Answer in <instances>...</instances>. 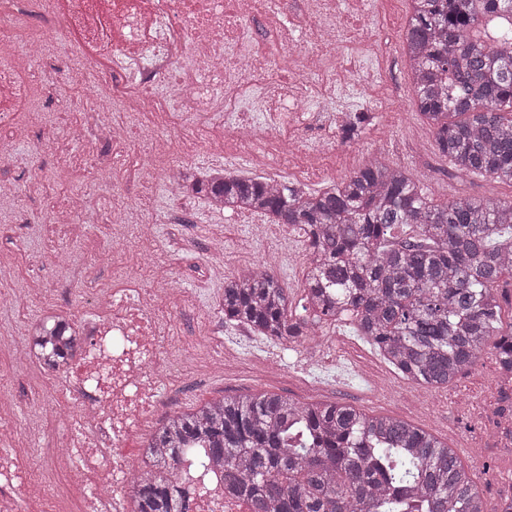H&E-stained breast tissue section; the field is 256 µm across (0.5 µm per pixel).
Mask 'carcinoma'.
<instances>
[{"label":"carcinoma","instance_id":"cac0c4a2","mask_svg":"<svg viewBox=\"0 0 512 512\" xmlns=\"http://www.w3.org/2000/svg\"><path fill=\"white\" fill-rule=\"evenodd\" d=\"M404 53L419 113L450 167L512 185V0H408ZM193 192L300 227L308 257L301 311L275 274L224 280V322L291 341L349 317L403 378L444 387L495 340L512 379V322L498 283L512 275V199L463 195L439 206L410 170L375 156L325 190L300 193L209 172ZM397 227L412 235L398 238ZM46 365L70 364L81 336L47 321ZM134 512H187L171 467L196 449L254 512H487L447 443L391 416L277 394L234 395L170 416L148 441Z\"/></svg>","mask_w":512,"mask_h":512}]
</instances>
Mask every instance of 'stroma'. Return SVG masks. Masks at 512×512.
<instances>
[{
  "instance_id": "obj_1",
  "label": "stroma",
  "mask_w": 512,
  "mask_h": 512,
  "mask_svg": "<svg viewBox=\"0 0 512 512\" xmlns=\"http://www.w3.org/2000/svg\"><path fill=\"white\" fill-rule=\"evenodd\" d=\"M69 59L70 71L42 92L39 111L19 113V121L30 133L17 140L9 159L0 162V178L22 188L14 205L0 212V290L28 288L41 295L39 302L25 305L18 313H0V386L6 391L0 402V416L14 425L13 432L0 436V448L28 447L32 433L40 434L39 445L44 448L47 435L57 430L35 411L51 393L53 374L32 362L17 363L12 346L25 338V322L35 323L59 311L65 312L69 320H78L92 310V290L112 286L111 269L88 271L78 281L73 272L81 268L87 254L111 245L112 227L102 217L112 209L113 189L131 179L138 164V146L134 143L116 151L108 143L95 141L98 154L117 157L110 173L98 172L86 164L85 151L79 146L62 151L42 144L43 118H52L60 128L84 121L93 97L74 73L84 60L78 46H71ZM359 109L367 113V121L358 124L352 135L341 131L336 134L337 148L351 151L357 165L379 154L418 175L424 174L426 167L436 168L437 177L428 186L432 201L439 205L461 194L496 201L512 198L510 185L455 173L438 152L427 124H419L418 136L412 137L406 133L402 119L389 118L365 101ZM36 151L41 154V167L35 172L27 159ZM75 187L82 189L89 201L88 219L63 238L54 225L41 223L40 218ZM169 205L164 189H157L151 211L159 221L157 256L171 264L187 296H205L210 303L221 304L225 273L251 263L245 252L246 223L230 214L216 219L205 200L199 198L189 208L192 223L173 226L161 221ZM210 253L223 254L222 267L211 269L205 265ZM360 353L367 372L384 380V390L368 392L357 384L315 385L295 368L297 355L291 351L284 354L288 368L276 375L266 374L257 358L228 352L223 374L199 371L184 383L181 405L188 410L227 395L264 392L302 403H350L371 414L407 420L447 441L474 470L487 503L499 507L512 500V382L499 374L493 346L485 347L474 369L440 389H427L403 379L380 361L372 345H365Z\"/></svg>"
}]
</instances>
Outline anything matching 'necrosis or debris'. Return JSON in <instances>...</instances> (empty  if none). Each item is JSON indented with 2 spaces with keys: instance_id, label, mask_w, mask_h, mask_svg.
<instances>
[{
  "instance_id": "obj_1",
  "label": "necrosis or debris",
  "mask_w": 512,
  "mask_h": 512,
  "mask_svg": "<svg viewBox=\"0 0 512 512\" xmlns=\"http://www.w3.org/2000/svg\"><path fill=\"white\" fill-rule=\"evenodd\" d=\"M382 17L379 0H69L64 13L45 0H0L1 159L17 112L33 105L32 61L72 32L87 47L84 84L95 97L84 123L44 128L43 140L83 142L92 129L118 148L132 122L154 130L132 188L139 204L111 214L134 227L135 247L104 252L116 284L95 293L84 345L54 389L65 418L56 453L71 466L33 471L0 448V512H23L34 496L57 512L67 484L84 488L81 512H132V442L179 406L193 358L169 310L177 279L152 258L143 201L156 183L185 196L201 149L244 157L248 177L325 186L351 104L369 97L381 111L402 109L388 83L389 48L375 35ZM175 474L189 512H251L220 468L188 457Z\"/></svg>"
}]
</instances>
